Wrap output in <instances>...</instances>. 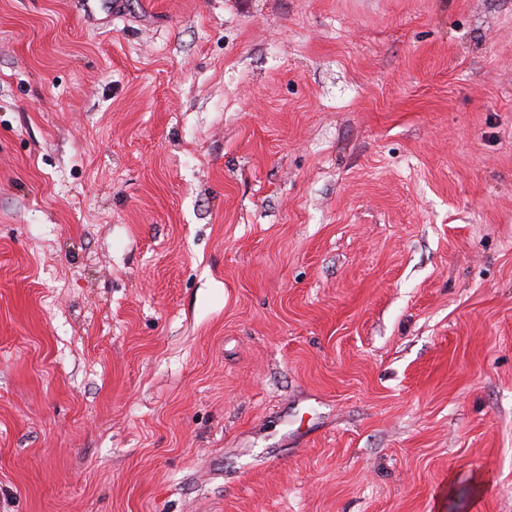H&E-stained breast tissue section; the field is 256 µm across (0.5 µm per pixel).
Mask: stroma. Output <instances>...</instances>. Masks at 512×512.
<instances>
[{
    "label": "stroma",
    "instance_id": "35a3bbf8",
    "mask_svg": "<svg viewBox=\"0 0 512 512\" xmlns=\"http://www.w3.org/2000/svg\"><path fill=\"white\" fill-rule=\"evenodd\" d=\"M512 512V0H0V512Z\"/></svg>",
    "mask_w": 512,
    "mask_h": 512
}]
</instances>
